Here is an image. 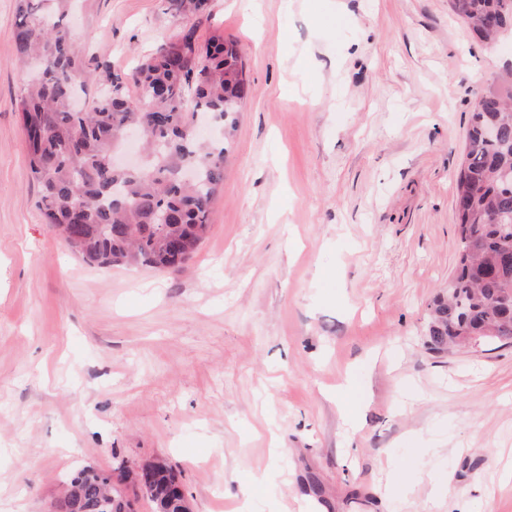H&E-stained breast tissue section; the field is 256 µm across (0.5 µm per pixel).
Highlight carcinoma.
Here are the masks:
<instances>
[{
  "instance_id": "1",
  "label": "carcinoma",
  "mask_w": 512,
  "mask_h": 512,
  "mask_svg": "<svg viewBox=\"0 0 512 512\" xmlns=\"http://www.w3.org/2000/svg\"><path fill=\"white\" fill-rule=\"evenodd\" d=\"M14 42L21 63L35 74L23 85L17 112L28 138L32 178L40 187L45 223L76 235L82 257L100 267H182L210 229L211 209L224 179V162L248 84L237 43L221 34L201 45L190 32L159 46L129 75L107 64L89 66L61 24L71 0H17ZM173 17L199 14L209 0H165ZM452 11L481 39L512 32V0H450ZM96 82L87 107L74 94ZM147 94L148 105L130 94ZM224 128V146L200 142L197 117ZM139 126L147 144L136 170L112 166L120 133ZM493 125L498 134L486 139ZM194 181L182 180L185 168ZM461 249L448 295L431 311L427 336L442 352L450 345L512 339V314L499 310L512 297V77L488 89L472 115L468 143L455 180ZM88 509L126 512L112 491L103 510L101 484L77 485Z\"/></svg>"
}]
</instances>
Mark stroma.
I'll return each mask as SVG.
<instances>
[{"label":"stroma","instance_id":"obj_1","mask_svg":"<svg viewBox=\"0 0 512 512\" xmlns=\"http://www.w3.org/2000/svg\"><path fill=\"white\" fill-rule=\"evenodd\" d=\"M17 21L0 0V512H51L75 471L148 459L193 512H512V343L426 344L472 111L511 36L486 45L449 0H210L192 18L78 0L93 63L132 69L189 29L241 49L211 231L187 271L158 272L89 266L44 224Z\"/></svg>","mask_w":512,"mask_h":512}]
</instances>
